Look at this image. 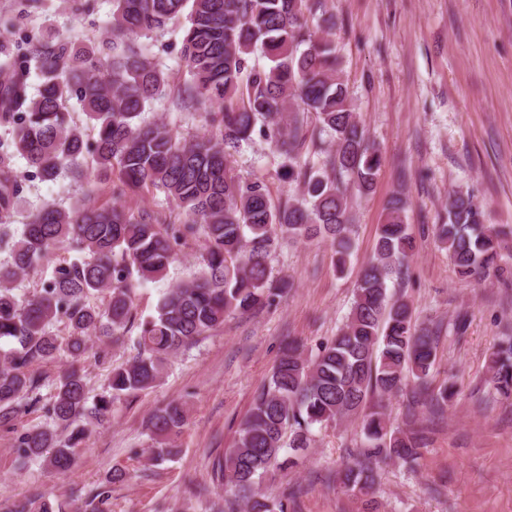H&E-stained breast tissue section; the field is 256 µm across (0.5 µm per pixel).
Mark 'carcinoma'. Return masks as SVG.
Returning a JSON list of instances; mask_svg holds the SVG:
<instances>
[{"mask_svg":"<svg viewBox=\"0 0 512 512\" xmlns=\"http://www.w3.org/2000/svg\"><path fill=\"white\" fill-rule=\"evenodd\" d=\"M319 9L321 0H113L112 56L58 38L24 61L0 66V123L12 128L10 142L0 145V224L22 193L11 175L14 157L49 181L65 166L116 167L113 194L153 187L189 216L162 229L156 217L136 219L116 207L66 211L46 204L20 233L0 229V247L9 248L12 258L0 266V342L11 344L0 354V425L12 421L25 400L42 404L52 421L14 437L22 462L71 471L92 426L109 421L114 404L154 387L172 355L223 325L226 316L276 303L289 288L270 268L280 239L325 242L336 270L346 271L354 247L352 192L372 191L382 153L366 137L349 98L336 44L318 35L319 28L336 25L332 16H317ZM182 15L187 26L180 54L189 79L181 98L209 105L212 128L210 135L189 140L142 117L148 103L165 95L168 80L135 46L138 37ZM257 50L268 67L249 63ZM32 61L40 81L34 94L28 91ZM72 100L94 122L92 143L72 121ZM323 134L331 147L314 163L307 154ZM257 136L274 145L278 175L296 187L297 196L276 201L264 181L240 175L235 155ZM405 206L400 196L389 201L374 260L358 280L336 336L310 352L296 340L283 347L235 447L218 461L220 480L244 512H288V500L269 497L260 485L271 470L296 466L294 452L310 446L317 425L361 421L364 450L338 470L337 479L364 512H379L380 462L413 467L422 457L414 437L389 427L382 406L409 378L428 389L437 360L434 332L416 327L412 304L389 293V281L402 277L415 252ZM446 212L434 234L460 277L508 271L512 252L504 253V242L512 230L487 223L468 193L450 195ZM197 233L209 241L202 270L160 297L156 313L139 323L132 340L136 355L113 367L103 391L89 397L76 363L91 337L103 346L125 344L135 309L132 278L164 272L181 241ZM63 244L82 258L57 267L38 291L18 294L19 277ZM103 292L109 294L106 306L91 302ZM56 322L67 325L68 336L53 334ZM63 357L67 364L43 404L37 395L41 375L33 366ZM487 384L512 400V336L492 352ZM186 421L180 401L150 415V460L162 464L179 453ZM125 478L116 470L91 492L93 512H106L112 482ZM11 512H83V506L43 499L35 508L30 501L14 503Z\"/></svg>","mask_w":512,"mask_h":512,"instance_id":"obj_1","label":"carcinoma"}]
</instances>
